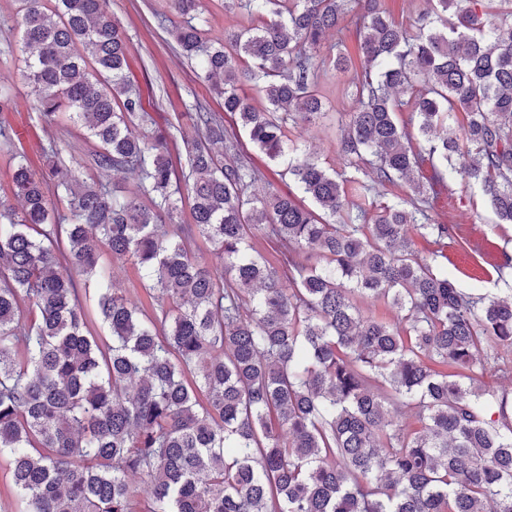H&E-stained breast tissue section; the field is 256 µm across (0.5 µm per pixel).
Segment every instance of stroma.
I'll return each mask as SVG.
<instances>
[{"instance_id":"stroma-1","label":"stroma","mask_w":512,"mask_h":512,"mask_svg":"<svg viewBox=\"0 0 512 512\" xmlns=\"http://www.w3.org/2000/svg\"><path fill=\"white\" fill-rule=\"evenodd\" d=\"M166 9L167 0H111L112 18L130 39V78L139 86L146 108L173 119L197 100L210 111L223 112V99L200 78L197 61L177 54L169 34L158 28L153 13ZM23 68V59L17 55L9 69L0 71V81L11 86L16 102L15 109L7 111L5 117L21 133L26 152L34 168L39 169L45 164L40 156L41 143L52 137L64 146L68 138L58 128L46 130L35 122L29 109L33 93L22 78ZM346 82V77L335 70L324 71L319 82L324 115L315 123L292 126L290 134L292 140L309 147L323 165L340 172L345 164L339 151L338 125L343 113L352 107ZM432 217L435 223L457 227L464 240H485L494 251L512 253V229L497 226V218L477 185L448 180L433 201ZM447 254L465 291L483 294L495 288L496 274L478 269L462 247H449Z\"/></svg>"}]
</instances>
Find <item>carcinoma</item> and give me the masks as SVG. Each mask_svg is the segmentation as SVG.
Returning <instances> with one entry per match:
<instances>
[{
	"mask_svg": "<svg viewBox=\"0 0 512 512\" xmlns=\"http://www.w3.org/2000/svg\"><path fill=\"white\" fill-rule=\"evenodd\" d=\"M19 2L37 117L86 148L65 157L48 139L39 173L0 121L22 202L0 200V464L16 512H512V393L483 384L512 380V284L467 294L443 250L413 242L454 238L428 214L448 179L512 224V0H425L406 24L386 0H230L249 25L222 39L209 0H168L172 27L154 13L316 212L257 190L262 172L202 103L187 125L145 111L109 0ZM350 25L357 52L340 38L320 57ZM329 65L353 73L340 152L369 184L288 137L321 114ZM402 180L406 197L371 200ZM107 254L145 300L112 288Z\"/></svg>",
	"mask_w": 512,
	"mask_h": 512,
	"instance_id": "obj_1",
	"label": "carcinoma"
}]
</instances>
